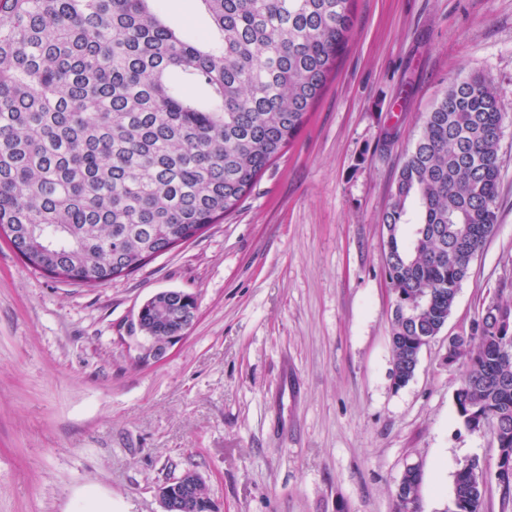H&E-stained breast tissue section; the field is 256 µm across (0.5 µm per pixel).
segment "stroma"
I'll list each match as a JSON object with an SVG mask.
<instances>
[{
  "label": "stroma",
  "mask_w": 512,
  "mask_h": 512,
  "mask_svg": "<svg viewBox=\"0 0 512 512\" xmlns=\"http://www.w3.org/2000/svg\"><path fill=\"white\" fill-rule=\"evenodd\" d=\"M354 35L297 138L237 209L136 272L87 288L0 238V512H164L198 473L217 512H395L419 464L420 512H453L454 476L497 444L470 432L448 339L512 282V0H357ZM476 73L508 118L497 231L445 328L393 383L386 273L398 172L453 79ZM195 297L186 336L135 364L125 325L155 293Z\"/></svg>",
  "instance_id": "obj_1"
}]
</instances>
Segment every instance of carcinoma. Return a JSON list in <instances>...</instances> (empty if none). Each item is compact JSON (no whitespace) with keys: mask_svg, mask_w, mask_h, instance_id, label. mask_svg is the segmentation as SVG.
Instances as JSON below:
<instances>
[{"mask_svg":"<svg viewBox=\"0 0 512 512\" xmlns=\"http://www.w3.org/2000/svg\"><path fill=\"white\" fill-rule=\"evenodd\" d=\"M209 28L176 29L163 0H0V234L24 263L65 284L129 275L233 212L298 136L349 48L356 0H199ZM505 120L479 74L457 77L429 112L383 217L396 294L399 379L416 343L447 321L497 223ZM498 290L469 336L457 415L499 425L503 503L512 502V302ZM193 300L148 302V344ZM483 466L455 474L456 512H480ZM420 472L398 512H419ZM206 487L185 512H210Z\"/></svg>","mask_w":512,"mask_h":512,"instance_id":"cac0c4a2","label":"carcinoma"}]
</instances>
